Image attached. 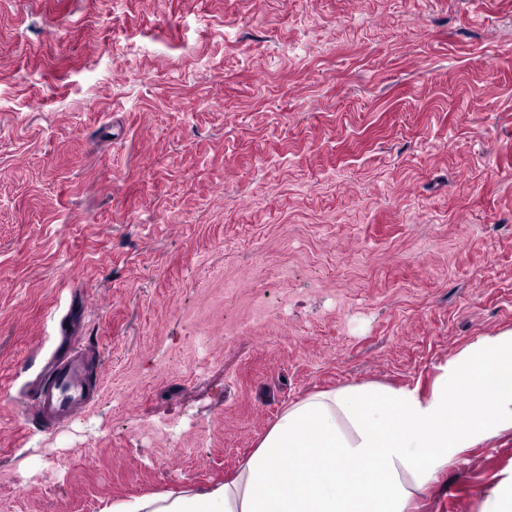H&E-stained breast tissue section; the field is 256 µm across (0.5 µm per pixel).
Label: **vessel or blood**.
<instances>
[{
  "label": "vessel or blood",
  "mask_w": 512,
  "mask_h": 512,
  "mask_svg": "<svg viewBox=\"0 0 512 512\" xmlns=\"http://www.w3.org/2000/svg\"><path fill=\"white\" fill-rule=\"evenodd\" d=\"M90 369L88 359L79 353L54 364L49 383L36 384L34 389L37 417L49 425L88 404Z\"/></svg>",
  "instance_id": "obj_1"
}]
</instances>
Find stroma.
I'll use <instances>...</instances> for the list:
<instances>
[{
    "label": "stroma",
    "mask_w": 512,
    "mask_h": 512,
    "mask_svg": "<svg viewBox=\"0 0 512 512\" xmlns=\"http://www.w3.org/2000/svg\"><path fill=\"white\" fill-rule=\"evenodd\" d=\"M65 319L96 394L48 430ZM504 329L512 0H0V512L212 486ZM508 469L511 430L411 512Z\"/></svg>",
    "instance_id": "35a3bbf8"
}]
</instances>
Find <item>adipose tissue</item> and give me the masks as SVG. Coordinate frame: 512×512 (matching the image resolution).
I'll list each match as a JSON object with an SVG mask.
<instances>
[{
	"instance_id": "obj_1",
	"label": "adipose tissue",
	"mask_w": 512,
	"mask_h": 512,
	"mask_svg": "<svg viewBox=\"0 0 512 512\" xmlns=\"http://www.w3.org/2000/svg\"><path fill=\"white\" fill-rule=\"evenodd\" d=\"M512 430V329L439 367L429 394L372 385L287 406L236 476L117 502L108 512H409L466 449ZM294 461L283 469L282 458Z\"/></svg>"
}]
</instances>
